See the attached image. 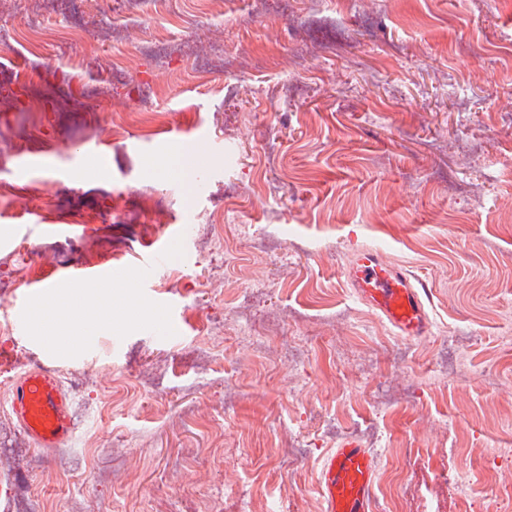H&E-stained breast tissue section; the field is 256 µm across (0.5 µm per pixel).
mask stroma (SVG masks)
<instances>
[{
    "mask_svg": "<svg viewBox=\"0 0 512 512\" xmlns=\"http://www.w3.org/2000/svg\"><path fill=\"white\" fill-rule=\"evenodd\" d=\"M0 31V70L97 93L72 133L0 102V512H325L350 434L380 512H512V0H0ZM361 246L427 284L428 335L354 296ZM106 268L125 329L43 345L28 282ZM34 364L76 385L49 456L8 420ZM138 258L139 269L142 275H147L157 268L165 267L170 262L169 251L163 246L152 247Z\"/></svg>",
    "mask_w": 512,
    "mask_h": 512,
    "instance_id": "stroma-1",
    "label": "stroma"
}]
</instances>
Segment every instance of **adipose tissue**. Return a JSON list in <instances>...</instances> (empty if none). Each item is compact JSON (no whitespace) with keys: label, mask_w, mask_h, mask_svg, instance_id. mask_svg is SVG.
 I'll use <instances>...</instances> for the list:
<instances>
[{"label":"adipose tissue","mask_w":512,"mask_h":512,"mask_svg":"<svg viewBox=\"0 0 512 512\" xmlns=\"http://www.w3.org/2000/svg\"><path fill=\"white\" fill-rule=\"evenodd\" d=\"M69 301L74 305L76 313L74 322L58 320L56 313L62 302ZM112 291L101 289L99 295L87 299L79 287L66 289L51 288L45 295L36 298L30 308V320L37 325L43 335L52 339L57 348H73L75 342L69 334L73 323H80L87 330L95 333H108L113 328Z\"/></svg>","instance_id":"adipose-tissue-1"}]
</instances>
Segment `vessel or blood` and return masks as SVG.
<instances>
[{
  "mask_svg": "<svg viewBox=\"0 0 512 512\" xmlns=\"http://www.w3.org/2000/svg\"><path fill=\"white\" fill-rule=\"evenodd\" d=\"M169 262L170 254L162 246L150 248L138 259L144 275ZM345 274L355 297L397 335L415 338L429 334L425 284L388 261L381 250L355 249ZM7 404L34 448L51 452L68 445L76 429L72 396L53 370L40 365L27 369L13 386ZM376 467L375 454L357 437H346L332 449L318 482L326 512H377Z\"/></svg>",
  "mask_w": 512,
  "mask_h": 512,
  "instance_id": "obj_1",
  "label": "vessel or blood"
}]
</instances>
